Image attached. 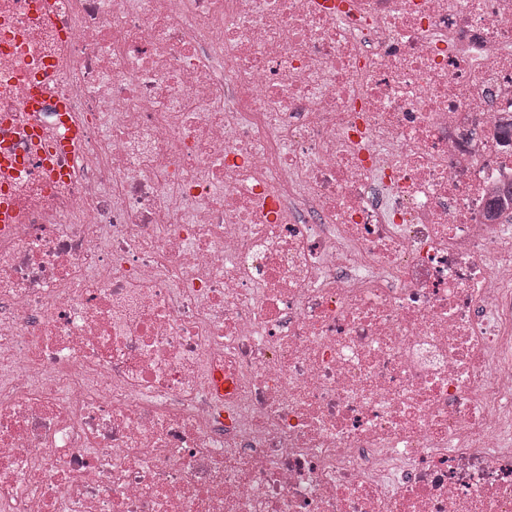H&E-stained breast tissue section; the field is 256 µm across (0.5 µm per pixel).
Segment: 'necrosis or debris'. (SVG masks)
<instances>
[{
    "label": "necrosis or debris",
    "mask_w": 512,
    "mask_h": 512,
    "mask_svg": "<svg viewBox=\"0 0 512 512\" xmlns=\"http://www.w3.org/2000/svg\"><path fill=\"white\" fill-rule=\"evenodd\" d=\"M37 81L0 512H512V0H0Z\"/></svg>",
    "instance_id": "necrosis-or-debris-1"
}]
</instances>
